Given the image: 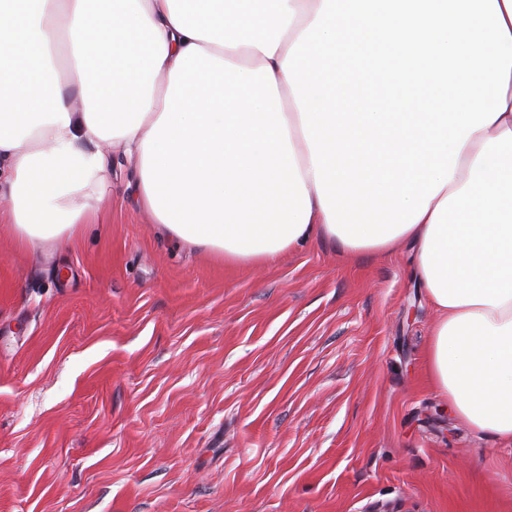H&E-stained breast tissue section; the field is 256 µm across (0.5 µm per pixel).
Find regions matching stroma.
I'll return each instance as SVG.
<instances>
[{
	"label": "stroma",
	"mask_w": 512,
	"mask_h": 512,
	"mask_svg": "<svg viewBox=\"0 0 512 512\" xmlns=\"http://www.w3.org/2000/svg\"><path fill=\"white\" fill-rule=\"evenodd\" d=\"M133 181L65 246L0 227V512H512V447L427 380L411 245L228 266Z\"/></svg>",
	"instance_id": "obj_1"
}]
</instances>
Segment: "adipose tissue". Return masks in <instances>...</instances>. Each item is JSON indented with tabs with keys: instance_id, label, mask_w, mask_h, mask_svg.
Returning <instances> with one entry per match:
<instances>
[{
	"instance_id": "ef3b65f1",
	"label": "adipose tissue",
	"mask_w": 512,
	"mask_h": 512,
	"mask_svg": "<svg viewBox=\"0 0 512 512\" xmlns=\"http://www.w3.org/2000/svg\"><path fill=\"white\" fill-rule=\"evenodd\" d=\"M356 54L402 111L318 79ZM113 153L228 264L413 243L429 377L512 446V0H0V222L66 243Z\"/></svg>"
}]
</instances>
